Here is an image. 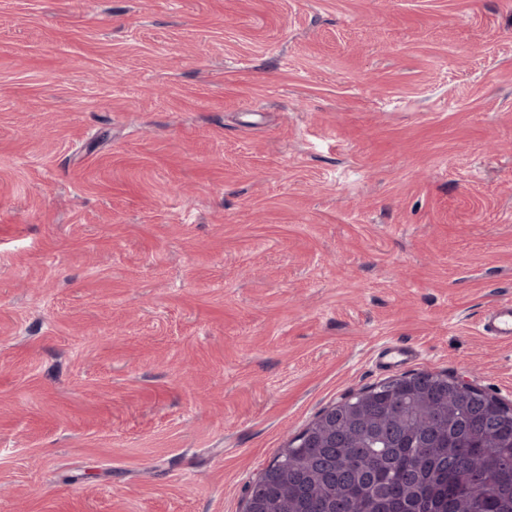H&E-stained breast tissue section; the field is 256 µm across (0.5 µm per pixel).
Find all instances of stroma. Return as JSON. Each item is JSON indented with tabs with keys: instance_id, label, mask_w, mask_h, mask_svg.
<instances>
[{
	"instance_id": "obj_1",
	"label": "stroma",
	"mask_w": 512,
	"mask_h": 512,
	"mask_svg": "<svg viewBox=\"0 0 512 512\" xmlns=\"http://www.w3.org/2000/svg\"><path fill=\"white\" fill-rule=\"evenodd\" d=\"M509 299L512 0H0V512H243L419 371L512 403ZM483 334L499 340H512V301L494 303L484 315Z\"/></svg>"
}]
</instances>
